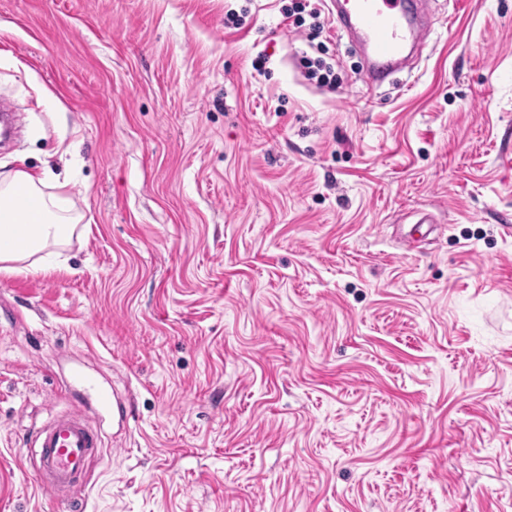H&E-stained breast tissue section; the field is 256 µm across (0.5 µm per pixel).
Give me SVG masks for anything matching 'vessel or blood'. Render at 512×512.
Returning <instances> with one entry per match:
<instances>
[{
  "label": "vessel or blood",
  "mask_w": 512,
  "mask_h": 512,
  "mask_svg": "<svg viewBox=\"0 0 512 512\" xmlns=\"http://www.w3.org/2000/svg\"><path fill=\"white\" fill-rule=\"evenodd\" d=\"M337 28L361 51L368 82L378 83L404 68L411 52L422 42L430 25L411 12L405 0H334ZM75 381L93 392L98 412H108L111 393L99 389L95 379L79 372ZM39 485L61 495L102 446V439L80 414L55 417L34 441Z\"/></svg>",
  "instance_id": "obj_1"
}]
</instances>
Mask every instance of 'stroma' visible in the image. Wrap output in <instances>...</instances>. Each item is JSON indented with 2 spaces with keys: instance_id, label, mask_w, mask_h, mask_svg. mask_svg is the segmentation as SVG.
Segmentation results:
<instances>
[{
  "instance_id": "stroma-1",
  "label": "stroma",
  "mask_w": 512,
  "mask_h": 512,
  "mask_svg": "<svg viewBox=\"0 0 512 512\" xmlns=\"http://www.w3.org/2000/svg\"><path fill=\"white\" fill-rule=\"evenodd\" d=\"M288 3L0 0V164L81 216L0 275V512H68L30 437L76 411L84 512H512V0H426L372 87ZM301 61L308 80L316 82L321 87H333L336 84V76L331 66L321 58L304 56ZM75 381L86 390L93 392L94 403L99 413H106L112 406V394L98 388L96 380L85 373L77 372L74 375Z\"/></svg>"
}]
</instances>
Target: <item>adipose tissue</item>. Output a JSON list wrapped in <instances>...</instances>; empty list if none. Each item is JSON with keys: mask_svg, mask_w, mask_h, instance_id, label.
<instances>
[{"mask_svg": "<svg viewBox=\"0 0 512 512\" xmlns=\"http://www.w3.org/2000/svg\"><path fill=\"white\" fill-rule=\"evenodd\" d=\"M48 173H0V198L17 189L27 191L37 222L28 230L24 245H15L16 229L0 212V274H36L50 267L55 249L72 234L80 218L67 204L64 193L48 192Z\"/></svg>", "mask_w": 512, "mask_h": 512, "instance_id": "ef3b65f1", "label": "adipose tissue"}]
</instances>
